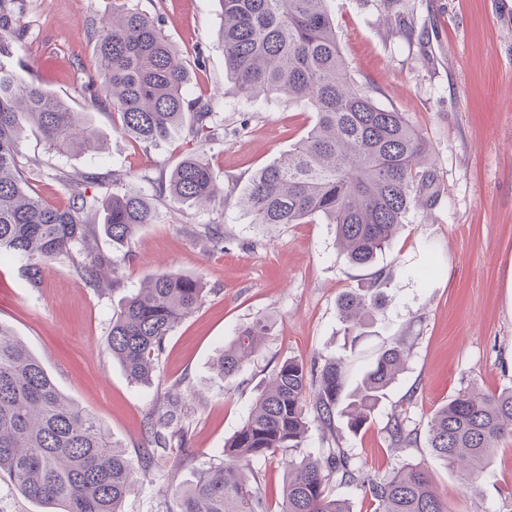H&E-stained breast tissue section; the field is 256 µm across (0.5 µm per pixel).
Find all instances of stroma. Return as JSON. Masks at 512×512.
I'll return each instance as SVG.
<instances>
[{
	"label": "stroma",
	"mask_w": 512,
	"mask_h": 512,
	"mask_svg": "<svg viewBox=\"0 0 512 512\" xmlns=\"http://www.w3.org/2000/svg\"><path fill=\"white\" fill-rule=\"evenodd\" d=\"M25 34L0 65L84 111L100 147L59 154L32 126L18 143V161L33 192L68 206L70 193L54 174L116 180L157 208L155 223L124 244L97 230L91 251L119 260L117 287H86L70 258L41 266L30 287L21 261L0 262V325L23 340L65 395L95 415L129 456L154 445L151 413L170 410L186 448L159 451L137 474L123 512H175V491L218 462L274 371L291 358L342 359L345 388L386 347L404 343L403 373L358 432L337 422L335 433L312 427L297 456L343 449L354 481L329 473L336 496L353 512H373L361 482L383 479L405 464L425 467L449 512H512V441L503 442L479 492L426 443L435 411L459 391L494 395L512 388V0H329L352 80L381 107L404 113L424 135L438 196L428 211L411 210L404 229L372 268L351 264L328 224L251 223L237 200L251 176L291 149L314 125L315 112L273 95L237 92L224 67L218 0H134L161 26L192 70L189 97L211 99L224 133L207 146L222 200L202 211L161 198L158 186L193 150L177 136L146 147L121 135L112 114L90 107L74 86L94 73L90 20L111 16L112 0H13ZM430 268L427 278L412 276ZM175 269L199 278L201 307L167 337L154 383L131 382L106 348L112 315L153 273ZM386 275L385 302L366 336L348 346L337 301ZM258 319L271 328L231 378L214 362L225 343ZM400 421L409 441L389 432ZM285 451L253 464L268 512H277Z\"/></svg>",
	"instance_id": "35a3bbf8"
}]
</instances>
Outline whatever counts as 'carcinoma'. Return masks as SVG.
Instances as JSON below:
<instances>
[{
  "label": "carcinoma",
  "mask_w": 512,
  "mask_h": 512,
  "mask_svg": "<svg viewBox=\"0 0 512 512\" xmlns=\"http://www.w3.org/2000/svg\"><path fill=\"white\" fill-rule=\"evenodd\" d=\"M224 23V64L246 95L275 94L302 100L316 122L292 152L257 171L238 200L253 224L334 226L336 243L350 263L370 266L404 228L414 206H432L428 144L403 113L379 107L355 86L340 53L327 0H219ZM19 17L0 6V53L23 36ZM100 58L96 76L77 88L90 103L112 111L116 128L145 145L173 137L192 113L189 134L197 144L171 173L160 195L175 204L204 208L224 194L205 145L217 135L211 101L186 97L187 71L159 17L129 0H113L112 16L87 31ZM27 124L36 125L62 153L98 148L81 113L13 71L0 68V258L28 261L31 287L40 284L42 261L86 253L88 213L103 210L104 231L121 243L152 224V202L132 191L109 189L93 175L55 178L70 189V203L55 208L31 193L17 163ZM100 189L86 194L85 183ZM114 262L87 253L75 265L85 286L99 287ZM376 277L366 288L344 292L338 315L346 338L357 341L366 321L385 301ZM206 296L190 274L164 270L150 277L112 316L107 348L130 381L153 383L155 360L166 337ZM267 324L259 319L224 345L215 368L235 375L260 346ZM410 350L401 342L384 349L361 382L342 396V362L320 370L288 359L272 374L242 426L224 444L223 459L176 491V512H262L252 463L285 448L303 447L311 424L334 432L336 419L359 431L403 372ZM512 437V390L485 395L465 390L433 415L428 446L460 472L465 494L479 482L500 444ZM155 448L133 462L113 444L102 423L65 396L39 359L0 327V481L54 512H122L135 471L150 469ZM353 479L340 448L324 458L288 461L279 512H352L333 495L325 471ZM374 512H448L426 469L403 465L382 481H363Z\"/></svg>",
  "instance_id": "obj_1"
}]
</instances>
